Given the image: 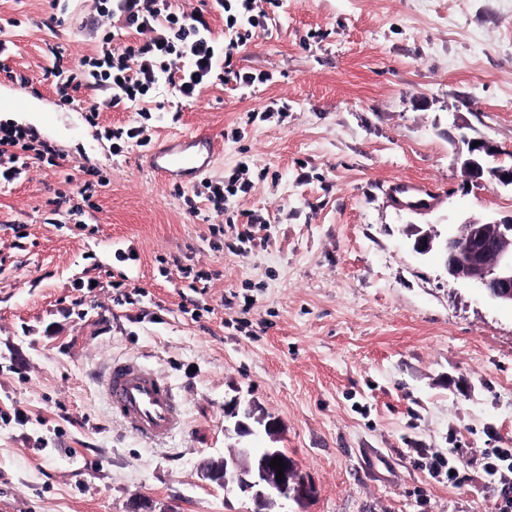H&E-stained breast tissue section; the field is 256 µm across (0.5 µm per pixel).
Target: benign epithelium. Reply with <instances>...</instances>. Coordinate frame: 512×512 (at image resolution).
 <instances>
[{
  "instance_id": "obj_1",
  "label": "benign epithelium",
  "mask_w": 512,
  "mask_h": 512,
  "mask_svg": "<svg viewBox=\"0 0 512 512\" xmlns=\"http://www.w3.org/2000/svg\"><path fill=\"white\" fill-rule=\"evenodd\" d=\"M454 143L469 182L479 184L488 174L501 185L512 187V165H490L489 157L493 152L486 143L476 141L463 131ZM413 249L421 256L439 253L450 277L479 288L495 302L512 306V215L506 219L465 221L461 233L443 238L435 231L417 229ZM225 417L231 419L225 432L240 438L254 433L252 403L235 399ZM275 457L282 458L285 464L280 481L276 479L277 468L270 466ZM201 473L224 490L248 497L253 504L252 512H275V507L284 500L301 504L315 493L314 485L294 458L280 448L258 449L248 442L241 443L219 460L204 461Z\"/></svg>"
}]
</instances>
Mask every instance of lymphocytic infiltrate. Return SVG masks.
I'll return each instance as SVG.
<instances>
[{
  "instance_id": "obj_1",
  "label": "lymphocytic infiltrate",
  "mask_w": 512,
  "mask_h": 512,
  "mask_svg": "<svg viewBox=\"0 0 512 512\" xmlns=\"http://www.w3.org/2000/svg\"><path fill=\"white\" fill-rule=\"evenodd\" d=\"M254 9L255 0H213L211 8L187 15L175 12L171 0H96L95 52L72 66L55 60L57 92L66 99L83 87L98 90L89 106L97 112L121 101H145L165 86L173 89L180 106L219 81L254 83V74L224 64L248 32L262 27ZM214 10L224 19L227 43L213 35L209 14ZM56 159L52 146L35 150L20 132L0 134V182L20 179L33 162L52 166Z\"/></svg>"
}]
</instances>
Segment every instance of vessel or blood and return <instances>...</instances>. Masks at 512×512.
I'll return each mask as SVG.
<instances>
[{"label":"vessel or blood","mask_w":512,"mask_h":512,"mask_svg":"<svg viewBox=\"0 0 512 512\" xmlns=\"http://www.w3.org/2000/svg\"><path fill=\"white\" fill-rule=\"evenodd\" d=\"M217 142L209 136H183L175 144L152 147L147 154L150 169L162 177L191 184L216 158ZM394 204H435L436 196L419 181L390 185ZM113 414L124 420L141 438L158 441L170 437L182 425V410L170 384L154 370L135 360L113 362L104 382Z\"/></svg>","instance_id":"b4317fda"}]
</instances>
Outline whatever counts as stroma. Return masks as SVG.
I'll use <instances>...</instances> for the list:
<instances>
[{
  "label": "stroma",
  "mask_w": 512,
  "mask_h": 512,
  "mask_svg": "<svg viewBox=\"0 0 512 512\" xmlns=\"http://www.w3.org/2000/svg\"><path fill=\"white\" fill-rule=\"evenodd\" d=\"M260 6L265 28L232 51L252 85H211L178 111L163 88L149 104L151 136L222 139L204 179L247 163L248 192L218 213L138 148L112 155L105 132L135 119L127 103L94 116L87 90L64 102L46 77L54 52H93V0H67L52 31L49 0H0V97L29 101L0 129L59 155L0 183V512H250L200 472L234 445L237 397L279 420L272 447L315 486L284 512H499L512 499V460L483 469L484 452L512 450V307L409 236L512 215V189L468 182L452 142L466 126L512 163V0ZM398 179L439 202L393 205ZM251 212L264 222L246 240ZM126 246L133 259L118 257ZM177 259L203 288L172 274ZM127 358L181 403L165 441L112 416L102 380ZM428 454L457 466L458 485L431 475Z\"/></svg>",
  "instance_id": "35a3bbf8"
}]
</instances>
